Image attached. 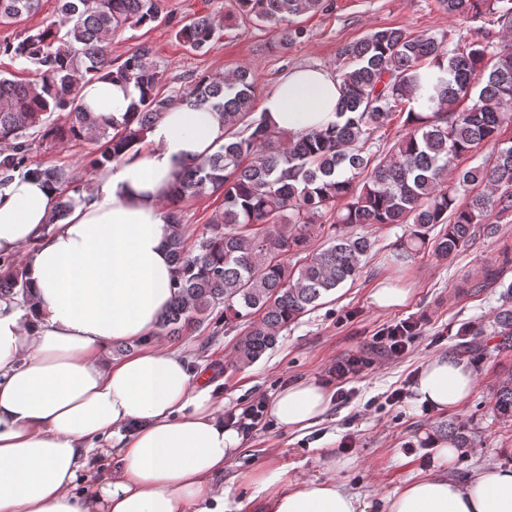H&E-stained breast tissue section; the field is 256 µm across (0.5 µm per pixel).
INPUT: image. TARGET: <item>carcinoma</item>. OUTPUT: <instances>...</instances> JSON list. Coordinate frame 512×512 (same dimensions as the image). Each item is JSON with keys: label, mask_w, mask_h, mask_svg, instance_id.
I'll return each instance as SVG.
<instances>
[{"label": "carcinoma", "mask_w": 512, "mask_h": 512, "mask_svg": "<svg viewBox=\"0 0 512 512\" xmlns=\"http://www.w3.org/2000/svg\"><path fill=\"white\" fill-rule=\"evenodd\" d=\"M40 2L0 0V24L38 12ZM439 4L451 17L482 20L503 34L496 42L468 43L444 33L374 29L340 49L348 65L338 75L336 121L290 137L265 115L255 116L256 80L245 67L201 75L181 93L165 95L164 72L148 44L112 61V36L162 22L163 0H60V23L0 44V54L39 75L0 78V187L15 174H37L58 191L50 222L59 221L71 194H92L95 186L74 185L62 167H31V141H98L86 164L93 174L143 143L174 105L217 113L224 142L185 166L162 202L176 274L159 331L181 336L215 314L228 329L242 323L232 366H249L282 329L359 274L373 242L351 228L407 224L401 259L430 251L447 260L489 216L512 214V144L499 137L512 121V0ZM324 8L325 0H235L240 14L276 30L283 46L308 35L302 16ZM222 29L223 18L206 13L179 26L176 37L202 51ZM98 79L132 83L139 98L121 117L104 120L79 104L84 84ZM401 106L405 132L384 156L371 155L372 136ZM485 146L492 150L481 164L459 167ZM216 193L224 210L188 244L178 204ZM327 214L328 226L321 222ZM317 232L327 233L328 246L298 269L288 267L285 255L303 250ZM18 297L31 305L24 270L0 254V299ZM494 320L496 335L512 348V284ZM494 395L499 417L511 421L512 377Z\"/></svg>", "instance_id": "1"}]
</instances>
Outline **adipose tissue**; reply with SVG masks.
Masks as SVG:
<instances>
[{
	"label": "adipose tissue",
	"mask_w": 512,
	"mask_h": 512,
	"mask_svg": "<svg viewBox=\"0 0 512 512\" xmlns=\"http://www.w3.org/2000/svg\"><path fill=\"white\" fill-rule=\"evenodd\" d=\"M339 87L328 71L299 68L262 109L294 136L335 121ZM137 96L131 85L93 82L81 102L118 116ZM223 137L215 113L172 108L146 150L102 171L100 191L74 196L52 228L50 183L30 176L0 187V253L20 257L36 300L26 312L0 299V512H233L224 464L245 438L225 425L214 384L155 346L110 357L114 345L155 334L174 278L160 202L179 170ZM472 388L466 359L439 354L414 393L417 404L448 410ZM330 401L302 381L268 410L281 427L303 430ZM249 480L263 512L370 510L334 479L292 484L276 464ZM383 512H512V465L485 466L466 483L431 473L388 496Z\"/></svg>",
	"instance_id": "ef3b65f1"
}]
</instances>
